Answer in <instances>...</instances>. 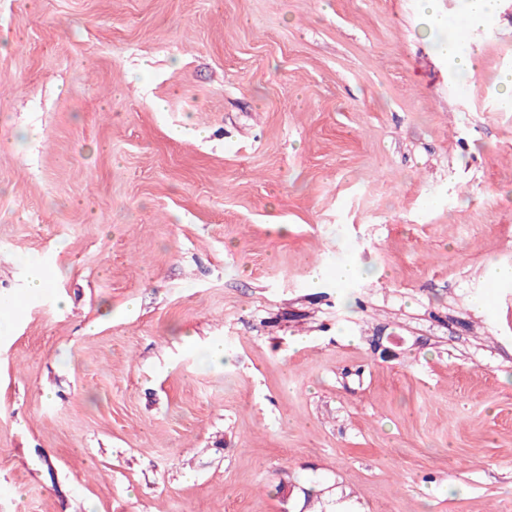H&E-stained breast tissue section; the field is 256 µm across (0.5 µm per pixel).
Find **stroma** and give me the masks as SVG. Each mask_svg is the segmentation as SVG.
Returning a JSON list of instances; mask_svg holds the SVG:
<instances>
[{
  "label": "stroma",
  "mask_w": 512,
  "mask_h": 512,
  "mask_svg": "<svg viewBox=\"0 0 512 512\" xmlns=\"http://www.w3.org/2000/svg\"><path fill=\"white\" fill-rule=\"evenodd\" d=\"M481 29L462 77L420 0H0V512H512Z\"/></svg>",
  "instance_id": "35a3bbf8"
}]
</instances>
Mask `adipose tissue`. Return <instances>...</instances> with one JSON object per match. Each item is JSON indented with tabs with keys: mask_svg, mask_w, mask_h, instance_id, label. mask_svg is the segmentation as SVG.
Wrapping results in <instances>:
<instances>
[{
	"mask_svg": "<svg viewBox=\"0 0 512 512\" xmlns=\"http://www.w3.org/2000/svg\"><path fill=\"white\" fill-rule=\"evenodd\" d=\"M497 0H466V8L457 17L429 11L428 21L432 28L447 32L448 40L442 45L441 53L457 72L473 73L478 64L479 51L475 48L460 50L457 35L465 31L469 22L475 21L487 14L493 13Z\"/></svg>",
	"mask_w": 512,
	"mask_h": 512,
	"instance_id": "ef3b65f1",
	"label": "adipose tissue"
}]
</instances>
